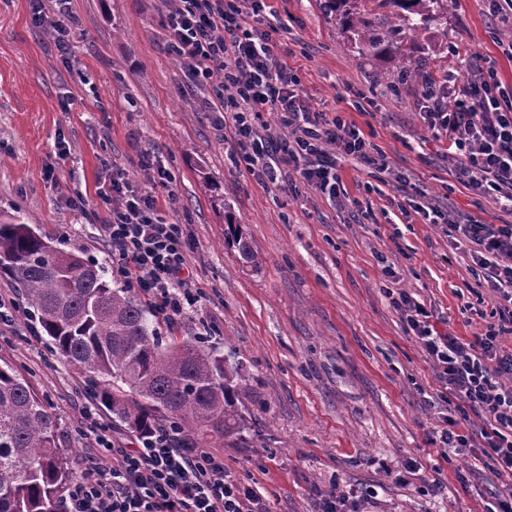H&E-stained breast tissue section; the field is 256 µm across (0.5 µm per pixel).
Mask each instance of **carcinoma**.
Segmentation results:
<instances>
[{"instance_id": "carcinoma-1", "label": "carcinoma", "mask_w": 512, "mask_h": 512, "mask_svg": "<svg viewBox=\"0 0 512 512\" xmlns=\"http://www.w3.org/2000/svg\"><path fill=\"white\" fill-rule=\"evenodd\" d=\"M323 0L341 26L358 31L359 45L376 49L386 35L351 3ZM395 7L411 40L448 21L454 0H381ZM227 241L240 260L256 257L236 224ZM0 276L21 288L54 351L83 378L97 405L135 433L174 422L185 434L227 439L245 427L237 406L238 372L195 338L165 346L150 313L104 266L44 240L20 215L0 213ZM58 423L26 380L0 366V512H65L71 474Z\"/></svg>"}]
</instances>
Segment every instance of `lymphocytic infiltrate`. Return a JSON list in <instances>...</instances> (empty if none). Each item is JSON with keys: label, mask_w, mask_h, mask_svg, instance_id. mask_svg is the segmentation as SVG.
<instances>
[{"label": "lymphocytic infiltrate", "mask_w": 512, "mask_h": 512, "mask_svg": "<svg viewBox=\"0 0 512 512\" xmlns=\"http://www.w3.org/2000/svg\"><path fill=\"white\" fill-rule=\"evenodd\" d=\"M265 0H176L165 17L166 40L200 89L213 92L207 106L224 115L236 156L266 185L288 191L292 171L320 194L340 190L336 158H366L362 130L341 117L312 111L298 80L276 53L279 28L268 21ZM454 107L427 89L420 107L434 137L445 138L464 159V184L495 193L512 213V91L503 87L484 58L469 63ZM278 119L281 134L270 139L257 127L264 113ZM116 201L103 224L112 249V272L124 287L146 294L156 313L172 320L197 302L188 286L191 244L182 225L155 216L149 188L135 189L113 177ZM456 233L473 244V260L496 295L498 321L485 334L465 341L440 333L424 303L401 288L388 296L425 357L437 382L460 411L481 417L485 428L442 433L451 448H483L500 472L512 474V351L500 339L512 334V224H459ZM99 457L69 490L66 512H266L255 492L224 473V458L207 448H190L173 427L138 435L131 450L116 447L108 430L95 425Z\"/></svg>", "instance_id": "f902f5d3"}]
</instances>
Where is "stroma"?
<instances>
[{
    "mask_svg": "<svg viewBox=\"0 0 512 512\" xmlns=\"http://www.w3.org/2000/svg\"><path fill=\"white\" fill-rule=\"evenodd\" d=\"M269 4L283 24L278 55L309 105L355 123L383 166L339 157L333 201L294 174L286 192L261 184L235 162L205 92L170 52L159 0H63L65 56L31 0H0V209L20 211L46 240L107 267L101 223L111 207L98 189L116 172L132 187L153 186L143 164L152 159L170 178L154 186L156 214L183 225L198 297L190 316L153 325L166 344L202 337L246 379L237 400L243 432L200 437L199 447L221 453L225 474L252 487L267 512H320L331 488L349 512H487L512 475H495L476 449L444 447L440 429L461 414L388 291L406 289L433 309L440 331L467 340L494 322L497 303L454 227L498 224L503 214L492 196L462 185L460 157L428 131L417 100L428 78L465 77L473 55L511 88L512 24L490 0H457L447 23L416 45L389 9H377V28L420 61L398 81L395 57L360 48L320 0ZM76 195L85 210L68 205ZM230 220L257 266L225 245ZM0 300L19 307L0 325V363L47 403L81 478L96 453L93 421L123 445L135 436L91 402L4 277Z\"/></svg>",
    "mask_w": 512,
    "mask_h": 512,
    "instance_id": "stroma-1",
    "label": "stroma"
}]
</instances>
